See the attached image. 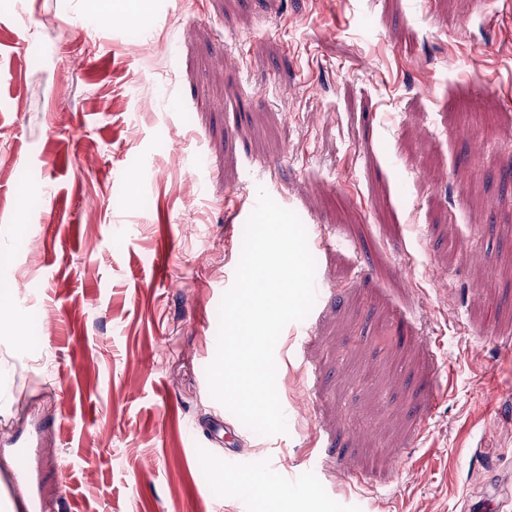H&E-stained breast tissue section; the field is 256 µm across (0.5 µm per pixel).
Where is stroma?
<instances>
[{
	"label": "stroma",
	"mask_w": 512,
	"mask_h": 512,
	"mask_svg": "<svg viewBox=\"0 0 512 512\" xmlns=\"http://www.w3.org/2000/svg\"><path fill=\"white\" fill-rule=\"evenodd\" d=\"M502 2L0 0V442L55 420L54 512H462L512 472ZM261 189L334 237L273 436L205 373Z\"/></svg>",
	"instance_id": "1"
}]
</instances>
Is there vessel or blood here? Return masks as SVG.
<instances>
[{"instance_id":"vessel-or-blood-1","label":"vessel or blood","mask_w":512,"mask_h":512,"mask_svg":"<svg viewBox=\"0 0 512 512\" xmlns=\"http://www.w3.org/2000/svg\"><path fill=\"white\" fill-rule=\"evenodd\" d=\"M43 433V426L36 425L11 442L13 464L10 468L0 469V512H49L39 472L32 463ZM510 489L511 477L491 475L484 492L468 499L467 512H501L504 496Z\"/></svg>"}]
</instances>
